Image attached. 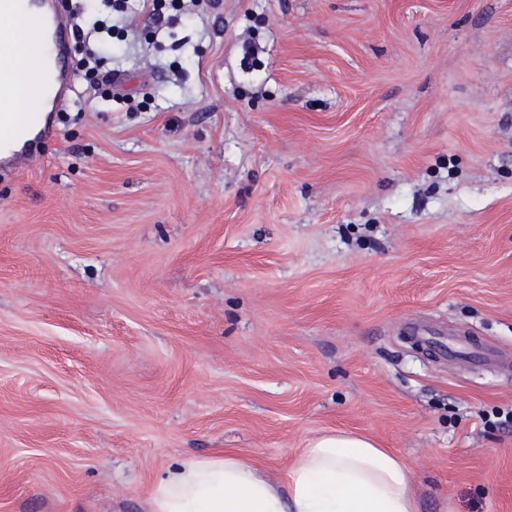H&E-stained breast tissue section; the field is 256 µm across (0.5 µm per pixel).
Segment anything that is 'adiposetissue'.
<instances>
[{"instance_id": "obj_1", "label": "adipose tissue", "mask_w": 512, "mask_h": 512, "mask_svg": "<svg viewBox=\"0 0 512 512\" xmlns=\"http://www.w3.org/2000/svg\"><path fill=\"white\" fill-rule=\"evenodd\" d=\"M12 33L0 41V60L14 63L8 80L12 108L24 109L38 92L28 80V60L38 57L24 15L0 13ZM148 512H420L403 459L371 437L334 431L311 439L283 478H272L227 451L181 462L153 488Z\"/></svg>"}]
</instances>
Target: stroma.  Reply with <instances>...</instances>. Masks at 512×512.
Masks as SVG:
<instances>
[{"label":"stroma","instance_id":"1","mask_svg":"<svg viewBox=\"0 0 512 512\" xmlns=\"http://www.w3.org/2000/svg\"><path fill=\"white\" fill-rule=\"evenodd\" d=\"M0 164V512H147L175 464L281 476L335 429L420 512H512V0H131ZM425 332H418L416 337L424 340L437 357L444 361H448V358L464 359L475 365H501L507 362L496 349L473 344L458 331L437 329V333L427 332L428 336H422Z\"/></svg>","mask_w":512,"mask_h":512}]
</instances>
